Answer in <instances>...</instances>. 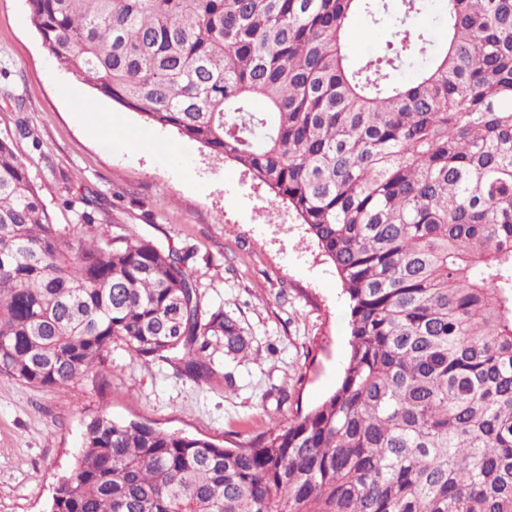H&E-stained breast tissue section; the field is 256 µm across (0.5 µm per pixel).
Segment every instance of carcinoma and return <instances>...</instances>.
Returning a JSON list of instances; mask_svg holds the SVG:
<instances>
[{
  "instance_id": "cac0c4a2",
  "label": "carcinoma",
  "mask_w": 512,
  "mask_h": 512,
  "mask_svg": "<svg viewBox=\"0 0 512 512\" xmlns=\"http://www.w3.org/2000/svg\"><path fill=\"white\" fill-rule=\"evenodd\" d=\"M26 2L77 83L292 210L350 308L320 405L233 448L98 415L49 512H512V0H443L435 50L408 23L427 0ZM358 14L394 28L367 61L343 41ZM187 261L67 237L0 138L1 374L64 387L118 338L232 388L213 351L245 352L244 328Z\"/></svg>"
}]
</instances>
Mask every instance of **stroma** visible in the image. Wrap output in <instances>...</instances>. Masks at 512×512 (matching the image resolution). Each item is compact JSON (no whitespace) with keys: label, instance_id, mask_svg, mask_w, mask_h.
<instances>
[{"label":"stroma","instance_id":"obj_1","mask_svg":"<svg viewBox=\"0 0 512 512\" xmlns=\"http://www.w3.org/2000/svg\"><path fill=\"white\" fill-rule=\"evenodd\" d=\"M390 33L358 16L345 41L355 58H371ZM20 119L30 138L18 137ZM135 136L144 147L126 145ZM4 137L16 139L55 223L71 235L132 234L189 253L204 309L238 320L250 349L216 350L230 389L134 358L118 339L93 372L61 389L0 374V512H45L99 413L227 446L259 440L335 390L349 351L348 302L305 225L271 206L232 160L76 83L42 48L25 0H0ZM88 189L101 203L91 225L79 200Z\"/></svg>","mask_w":512,"mask_h":512}]
</instances>
